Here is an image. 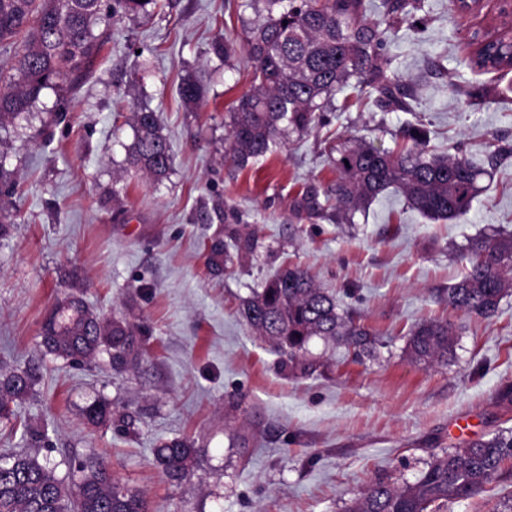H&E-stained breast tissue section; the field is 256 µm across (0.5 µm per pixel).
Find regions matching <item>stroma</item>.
Returning <instances> with one entry per match:
<instances>
[{"mask_svg":"<svg viewBox=\"0 0 512 512\" xmlns=\"http://www.w3.org/2000/svg\"><path fill=\"white\" fill-rule=\"evenodd\" d=\"M245 0H176L149 16L103 21L110 39L65 122L48 126L45 91L0 135V153L21 185L1 200L18 217L0 238V369L39 379L0 421V456L26 453L65 475L91 455L142 493L151 512H344L370 481L414 482L432 458L512 430V296L484 320L452 310L460 250L482 234L512 233V92L497 74L468 65L471 17L448 0H419L387 45L410 111L351 106L331 98L327 123L283 139L243 169L225 162L228 113L251 87L244 52L221 62L216 39L240 41L260 20ZM208 86L186 109L183 75ZM486 90L462 107L449 84ZM157 112L174 163L151 180L128 170L132 112ZM423 122L438 155L456 151L485 166L469 211L433 221L388 189L340 224L334 211L297 220L290 203L336 172L327 137L346 135L392 149L406 123ZM254 232L255 254L231 269L208 263L229 229ZM305 267L340 310L375 333L374 355L311 340L316 370L294 377L240 314L252 288L288 264ZM81 296L102 320L136 327L144 355L112 364L106 352L71 363L46 354L42 326L64 295ZM447 319L456 337L445 365L405 351L412 325ZM129 416L92 427L94 399ZM187 437L198 450L190 478L168 482L153 463L160 442ZM512 493V468L484 491L451 499L442 512H492Z\"/></svg>","mask_w":512,"mask_h":512,"instance_id":"stroma-1","label":"stroma"}]
</instances>
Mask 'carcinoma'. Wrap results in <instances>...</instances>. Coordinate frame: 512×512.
<instances>
[{"mask_svg":"<svg viewBox=\"0 0 512 512\" xmlns=\"http://www.w3.org/2000/svg\"><path fill=\"white\" fill-rule=\"evenodd\" d=\"M166 0H0V131L40 101L44 91L58 99L50 120L68 112V94L77 90L109 42L97 25L108 13L149 15ZM451 14H473L483 5L448 0ZM378 22L366 20L365 0H263L265 15L244 29L240 47L252 63L250 90L228 112L225 160L236 168L266 155L290 133L307 134L324 123L331 96L351 88L357 98L381 108L411 111L407 93L383 55L392 31L408 15L407 0H387ZM469 64L479 73L512 72V33L475 29L467 42ZM206 86L193 75L182 78L179 95L185 108L202 101ZM135 140L127 166L161 179L173 164L169 141L160 133L155 111L133 112ZM430 130L409 125L402 143L391 151L338 134L329 145L336 181L312 184L293 203L299 220L336 211L339 223H352L356 212L390 188L400 191L410 208L434 220H451L469 210L483 169L463 155H428ZM237 256L251 254L253 234L231 235ZM465 271L448 288V306L481 318L495 316L512 295V234L472 240L462 253ZM241 315L262 340L270 343L292 369L307 376V346L314 338L342 345L356 358L371 352L376 340L349 312L340 313L335 299L317 287L308 272L292 265L252 289ZM45 350L56 358L80 361L101 348L118 364L142 356L133 327L122 321L103 324L74 294L57 303L41 335ZM452 327L425 320L410 330L406 351L417 363H446L453 356ZM36 380L30 369L0 372V419L13 415L10 404L21 400ZM93 425L110 419L109 402L96 399L83 410ZM197 449L175 438L154 450L156 465L172 482L188 478ZM512 462V434L473 440L461 449L435 456L413 483H370L346 512H440L450 499H467ZM0 512H149L139 494L126 489L101 456L79 461L64 477L30 455H15L0 464Z\"/></svg>","mask_w":512,"mask_h":512,"instance_id":"obj_1","label":"carcinoma"}]
</instances>
